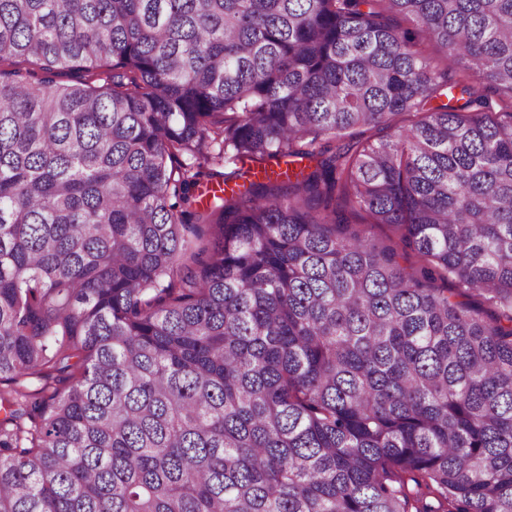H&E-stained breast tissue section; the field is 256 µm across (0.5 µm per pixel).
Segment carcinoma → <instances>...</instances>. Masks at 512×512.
Instances as JSON below:
<instances>
[{
  "label": "carcinoma",
  "mask_w": 512,
  "mask_h": 512,
  "mask_svg": "<svg viewBox=\"0 0 512 512\" xmlns=\"http://www.w3.org/2000/svg\"><path fill=\"white\" fill-rule=\"evenodd\" d=\"M5 61L0 512H512V0H0Z\"/></svg>",
  "instance_id": "cac0c4a2"
}]
</instances>
